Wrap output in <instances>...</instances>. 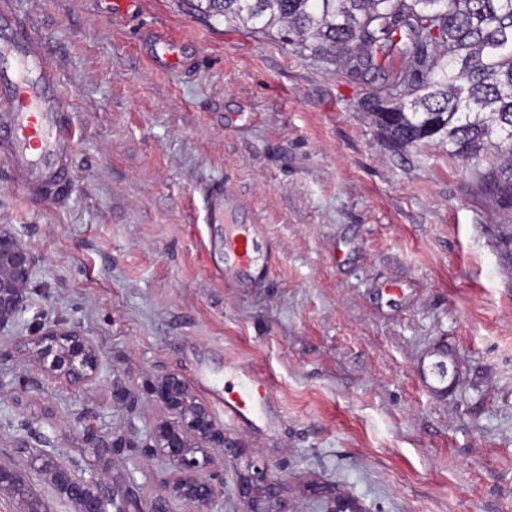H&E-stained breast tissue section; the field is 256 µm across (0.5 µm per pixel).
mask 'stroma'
Here are the masks:
<instances>
[{"label": "stroma", "mask_w": 512, "mask_h": 512, "mask_svg": "<svg viewBox=\"0 0 512 512\" xmlns=\"http://www.w3.org/2000/svg\"><path fill=\"white\" fill-rule=\"evenodd\" d=\"M57 68L79 135L65 200L26 197L0 155V224L41 256L27 327L78 325L107 366L81 388L29 389L0 341V448L27 420L63 458L155 496L140 449L97 456L101 433L149 428L145 387L175 371L269 379L254 426L227 447L267 465L282 512H512V208L471 165L425 144L394 152L365 116L394 55L352 78L277 33L208 20L186 0H0ZM173 56L157 51L160 37ZM220 180L228 219L261 224L270 279L212 271L201 189ZM448 348L447 393L421 364ZM126 387L135 410L112 399Z\"/></svg>", "instance_id": "35a3bbf8"}]
</instances>
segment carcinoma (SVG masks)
<instances>
[{"instance_id": "1", "label": "carcinoma", "mask_w": 512, "mask_h": 512, "mask_svg": "<svg viewBox=\"0 0 512 512\" xmlns=\"http://www.w3.org/2000/svg\"><path fill=\"white\" fill-rule=\"evenodd\" d=\"M207 18L278 28L289 44L361 76L376 53L405 68L367 114L396 150L435 143L473 162L491 197L512 207V0H188ZM493 151L484 166L480 151Z\"/></svg>"}]
</instances>
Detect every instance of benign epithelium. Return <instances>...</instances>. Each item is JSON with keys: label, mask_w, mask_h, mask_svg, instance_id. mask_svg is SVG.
<instances>
[{"label": "benign epithelium", "mask_w": 512, "mask_h": 512, "mask_svg": "<svg viewBox=\"0 0 512 512\" xmlns=\"http://www.w3.org/2000/svg\"><path fill=\"white\" fill-rule=\"evenodd\" d=\"M42 258L11 224H0V337L15 336L23 344L33 372L27 377L39 390L47 382L84 386L100 375L104 361L95 341L79 326L43 324L31 336L20 335L28 307L29 286ZM148 395L166 415L145 433V447L158 461V493L148 508L135 512H219L224 502V427L206 404L190 390L177 372L155 377ZM91 448L110 455L125 436L110 437L94 427L84 428ZM47 440L29 423L11 449H0V492L27 502L25 512H50L35 493L16 457L28 455V465L53 489L70 512H130L131 488L112 482L76 461L63 463L43 449ZM236 492L252 504L251 512H270L266 505L277 499L279 484L265 466L250 459L236 483Z\"/></svg>", "instance_id": "1"}]
</instances>
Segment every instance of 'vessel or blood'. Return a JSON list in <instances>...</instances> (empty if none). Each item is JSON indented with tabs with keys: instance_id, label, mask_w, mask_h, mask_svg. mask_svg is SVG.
<instances>
[{
	"instance_id": "1",
	"label": "vessel or blood",
	"mask_w": 512,
	"mask_h": 512,
	"mask_svg": "<svg viewBox=\"0 0 512 512\" xmlns=\"http://www.w3.org/2000/svg\"><path fill=\"white\" fill-rule=\"evenodd\" d=\"M11 67L0 73V154L8 159L25 195L63 194L70 177L69 151L76 124L69 112L71 100L62 90L58 73L25 26L0 9V59ZM222 184L214 183L205 198L204 221L216 228L212 248L222 262L218 274L257 284L272 270L263 246V225L231 224ZM268 390L255 375L242 376L238 391L225 392L224 415L239 424L252 421L256 408L266 405Z\"/></svg>"
}]
</instances>
